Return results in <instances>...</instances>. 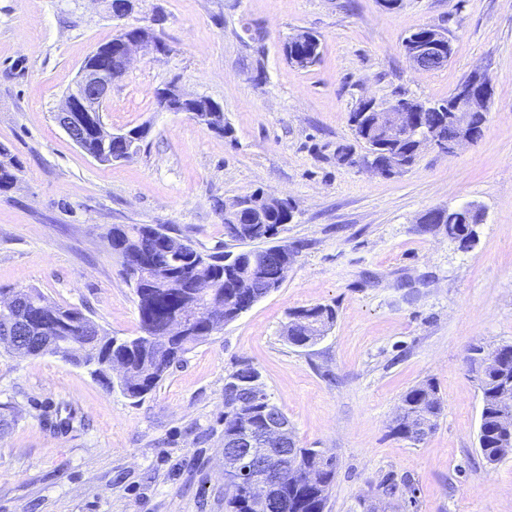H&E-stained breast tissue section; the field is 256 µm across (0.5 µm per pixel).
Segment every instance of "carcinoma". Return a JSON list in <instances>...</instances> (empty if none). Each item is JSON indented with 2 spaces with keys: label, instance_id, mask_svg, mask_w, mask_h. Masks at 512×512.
<instances>
[{
  "label": "carcinoma",
  "instance_id": "obj_1",
  "mask_svg": "<svg viewBox=\"0 0 512 512\" xmlns=\"http://www.w3.org/2000/svg\"><path fill=\"white\" fill-rule=\"evenodd\" d=\"M84 149L90 154L107 157L123 151L125 144L114 139L103 143L90 135ZM17 172L18 166L13 160L0 159V190H9L16 184ZM284 221L285 218L279 215H266L242 225L226 222L224 231L235 241L254 242L261 230L274 229ZM108 239L126 254L158 257L156 262L144 269L145 276L155 286L156 294L137 306L139 335L121 338L114 345L98 326L91 335H78L80 347L65 356L64 360L72 363L94 362V374L103 379L108 387H119L131 399H141L155 390L168 370L182 361L185 353L208 339L205 334L196 332L165 349L147 340L146 334L157 332L166 316L191 304L194 309L201 311L208 301L222 304L226 298L235 307L249 309L258 302V296L280 266L294 261V252L286 246L267 248V251L273 252V256L266 264H259L251 258V255L262 252L260 248L206 257L188 245L176 253H169L164 243L172 236L161 226L151 224H114L108 232ZM18 293L31 295L34 302L54 309L72 322L86 319L82 310L60 306L37 288H21ZM306 320L319 324L325 332L336 322V310L330 305L319 304L292 312L285 328L290 344L307 347L316 342L317 337L304 324ZM116 357L124 360L126 370L124 377L115 383L108 377V369L110 360ZM499 373L512 377V353H503L494 358V364L488 369V380L481 388L478 445L482 457L489 464H495L512 453V447L503 445V433L499 432L498 426L501 412L507 409L493 382ZM400 405L408 411L409 424L418 428L426 424L431 428L436 426L442 412L437 386L430 379L408 389L402 395ZM264 407L265 404L255 400L248 388L225 397L224 435L229 436L256 423ZM292 451L297 469L315 467L321 471L322 478L313 485H306L298 477L288 475V481L280 486L278 498L268 504L267 512H324L336 477L335 460L321 455L316 448L301 447L296 439L293 440Z\"/></svg>",
  "mask_w": 512,
  "mask_h": 512
}]
</instances>
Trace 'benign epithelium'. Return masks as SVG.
<instances>
[{"label": "benign epithelium", "instance_id": "obj_1", "mask_svg": "<svg viewBox=\"0 0 512 512\" xmlns=\"http://www.w3.org/2000/svg\"><path fill=\"white\" fill-rule=\"evenodd\" d=\"M107 12L117 21H122L131 13V0H120L114 4L105 0ZM318 44L316 35L303 30L288 39L283 45L284 56L292 63L311 53L310 45ZM136 52L145 54H164L167 47L156 38L154 29L149 25H135L122 29L116 44L107 52L95 49L90 59L85 61L80 69L74 86L65 94L63 104L55 113L57 124L74 141L82 146L86 137L84 128L75 123L73 114L76 112H92L102 114L112 93L114 82L122 79L131 64ZM406 56L413 67L424 69L427 59H437L448 62L451 56V44L440 35L436 29L432 33L415 38L406 43ZM492 95V80L484 73L475 72L452 93L445 102L442 118L429 131L421 130L418 113L424 109V104L418 101H407L390 105L378 102L372 98L362 100L357 109L354 126H360L364 117H372V124L363 126L359 138L370 142L374 138L383 141L406 140L412 144L411 150L405 155H394L388 162L382 164L377 159L368 163L369 168L380 175L391 176L409 168L425 147L435 146L444 151H451L463 143H474L478 140L481 125L478 118L487 115ZM160 110L164 112L187 113L199 124L206 125L218 131L224 129L222 124H213L211 113L220 112V105L212 102L205 110L196 105L197 97L186 93L179 81L174 80L155 90ZM457 130V137L447 141L440 136V130L445 125ZM97 130L101 138L110 140L117 136L142 141L149 133L150 126L144 125L135 134L121 132L113 133L105 123H100ZM251 209H265L274 212H288L286 200L273 195H260L251 199H239L234 207L224 209V219L239 221ZM483 214L481 208L474 204H464L448 211V218L454 224H472V216ZM56 314L44 307L37 309V314L24 319L31 330L46 331V326L52 323ZM194 332V322L179 315L172 319L165 331L155 334L151 341L169 345L172 336H186ZM292 428L280 415L272 409V403H267L264 409L263 425L260 429H248L237 433L224 443V473L239 482L243 494L256 512L277 498L279 482L269 477L270 471H275L282 478L288 477V471L294 470L291 464L292 454H274L269 459L270 468L252 467L253 475L246 478L245 463L260 459L262 450L275 448L278 444L288 447Z\"/></svg>", "mask_w": 512, "mask_h": 512}]
</instances>
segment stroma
Here are the masks:
<instances>
[{
  "mask_svg": "<svg viewBox=\"0 0 512 512\" xmlns=\"http://www.w3.org/2000/svg\"><path fill=\"white\" fill-rule=\"evenodd\" d=\"M155 16L166 54H134L103 114L112 131L150 132L102 164L54 114L116 21L97 0H0V152L19 167L0 191V297L35 287L109 335H137L108 229L161 224L203 254L237 252L224 208L255 192L291 202L274 242L294 262L139 402L60 358L1 351L0 512H225L224 382L244 362L301 446L335 457L325 512H362L388 475L411 489L386 512H512V454L482 458L466 361L512 344V0H136L128 21ZM424 26L452 44L436 70L403 49ZM302 30L322 47L305 69L282 51ZM476 72L493 83L477 142L427 147L393 176L368 168L350 121L360 100L434 102ZM174 79L222 107L226 134L158 111L154 91ZM465 203L485 213L470 248L420 232L426 212ZM318 304L335 307L332 329L289 344V312ZM428 379L437 428L393 435L402 394Z\"/></svg>",
  "mask_w": 512,
  "mask_h": 512,
  "instance_id": "obj_1",
  "label": "stroma"
}]
</instances>
